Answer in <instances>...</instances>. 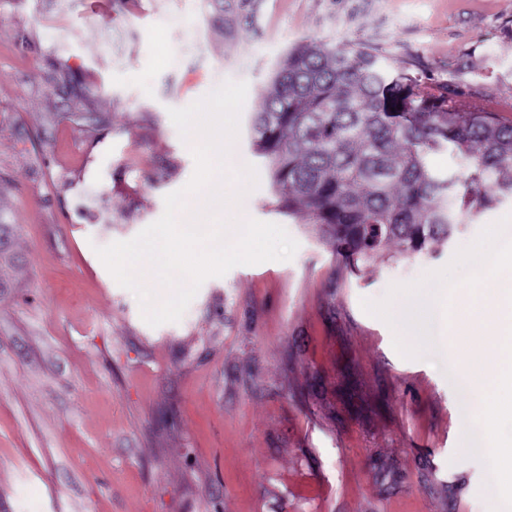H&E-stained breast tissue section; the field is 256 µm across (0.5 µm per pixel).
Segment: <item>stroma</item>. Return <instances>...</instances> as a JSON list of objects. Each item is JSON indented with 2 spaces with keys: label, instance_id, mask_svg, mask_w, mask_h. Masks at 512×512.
<instances>
[{
  "label": "stroma",
  "instance_id": "obj_1",
  "mask_svg": "<svg viewBox=\"0 0 512 512\" xmlns=\"http://www.w3.org/2000/svg\"><path fill=\"white\" fill-rule=\"evenodd\" d=\"M227 3L0 0V512H505L441 311L406 359L361 302L445 267L512 198L436 256L338 272L280 212L249 119L287 50L321 41L377 46L512 120V0ZM228 81L248 85L232 167L258 172L233 209L298 249L205 280L153 327L96 250L189 182L168 110Z\"/></svg>",
  "mask_w": 512,
  "mask_h": 512
}]
</instances>
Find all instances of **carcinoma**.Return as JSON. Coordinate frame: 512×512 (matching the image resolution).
<instances>
[{"label": "carcinoma", "mask_w": 512, "mask_h": 512, "mask_svg": "<svg viewBox=\"0 0 512 512\" xmlns=\"http://www.w3.org/2000/svg\"><path fill=\"white\" fill-rule=\"evenodd\" d=\"M379 49L295 45L252 112L251 143L281 212L303 214L341 270L448 246L457 227L512 198V120L450 84L389 74ZM451 149L468 174L439 173Z\"/></svg>", "instance_id": "cac0c4a2"}]
</instances>
